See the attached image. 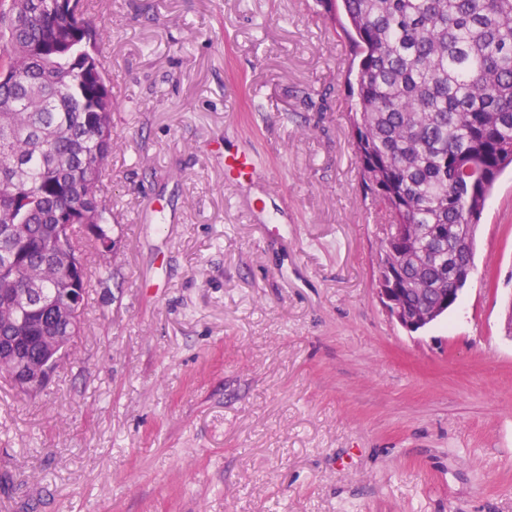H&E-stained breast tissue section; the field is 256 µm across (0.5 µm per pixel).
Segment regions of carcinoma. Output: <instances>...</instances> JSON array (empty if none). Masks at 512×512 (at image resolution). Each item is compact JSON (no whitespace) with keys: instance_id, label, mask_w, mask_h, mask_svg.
Masks as SVG:
<instances>
[{"instance_id":"carcinoma-1","label":"carcinoma","mask_w":512,"mask_h":512,"mask_svg":"<svg viewBox=\"0 0 512 512\" xmlns=\"http://www.w3.org/2000/svg\"><path fill=\"white\" fill-rule=\"evenodd\" d=\"M90 0H0V344L17 335L10 293L92 288L55 247L60 224L87 242L99 280L112 278L114 203L102 195L112 159L106 31ZM358 61L351 117L372 205L404 225L392 244L418 307L454 287L473 256L491 190L512 165V0H341ZM44 325L76 337L83 321Z\"/></svg>"}]
</instances>
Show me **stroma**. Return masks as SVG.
Wrapping results in <instances>:
<instances>
[{
	"label": "stroma",
	"mask_w": 512,
	"mask_h": 512,
	"mask_svg": "<svg viewBox=\"0 0 512 512\" xmlns=\"http://www.w3.org/2000/svg\"><path fill=\"white\" fill-rule=\"evenodd\" d=\"M110 280L37 395L0 372V512H512V169L459 305L375 291L350 56L318 0H98ZM251 153V181L224 157Z\"/></svg>",
	"instance_id": "1"
}]
</instances>
